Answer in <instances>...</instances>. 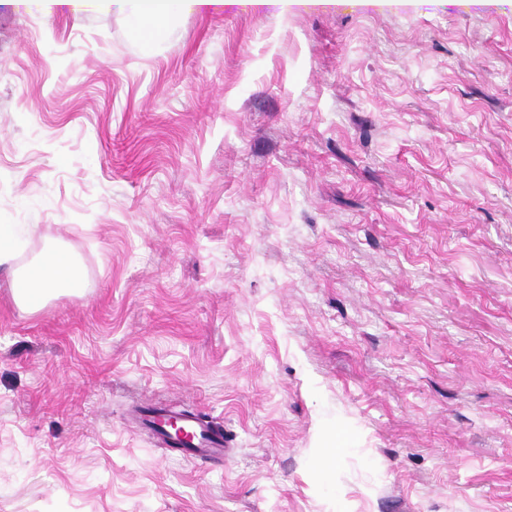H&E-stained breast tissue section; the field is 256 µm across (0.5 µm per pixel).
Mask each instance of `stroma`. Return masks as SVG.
Returning <instances> with one entry per match:
<instances>
[{"label":"stroma","mask_w":512,"mask_h":512,"mask_svg":"<svg viewBox=\"0 0 512 512\" xmlns=\"http://www.w3.org/2000/svg\"><path fill=\"white\" fill-rule=\"evenodd\" d=\"M0 224V512H512V0L0 6ZM39 9L50 11L51 5H67L74 15L90 11L111 12L129 18L138 31L159 24L171 17L190 13L216 3L233 0H29ZM17 224H0V266L11 264L16 258V248L22 245V233L33 235L39 227L35 224L24 225L23 232L17 230ZM10 242L13 248H10ZM5 246H4V245ZM12 288L26 308L38 310L54 295L80 293L83 276L68 251L50 244L31 267L19 274ZM147 420L155 426L158 439L171 448H181L184 455L200 459L224 457V431L210 421L191 412L157 409L148 414ZM164 420H181L192 432L188 442L171 437L157 428Z\"/></svg>","instance_id":"obj_1"}]
</instances>
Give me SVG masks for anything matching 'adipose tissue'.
I'll list each match as a JSON object with an SVG mask.
<instances>
[{
    "instance_id": "1",
    "label": "adipose tissue",
    "mask_w": 512,
    "mask_h": 512,
    "mask_svg": "<svg viewBox=\"0 0 512 512\" xmlns=\"http://www.w3.org/2000/svg\"><path fill=\"white\" fill-rule=\"evenodd\" d=\"M37 8L69 6L72 14L90 11L111 12L129 18L135 29L158 28L171 17L190 13L214 4L215 0H31ZM83 288V276L74 257L57 246H47L39 259L19 274L13 292L31 310L44 306L59 294H77Z\"/></svg>"
}]
</instances>
